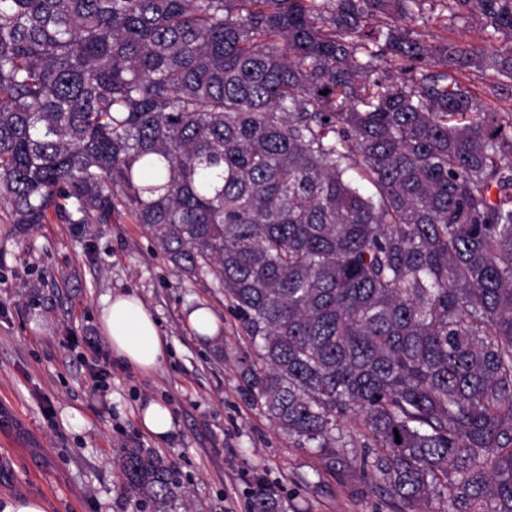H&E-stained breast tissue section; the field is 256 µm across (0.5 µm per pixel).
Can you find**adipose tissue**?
Segmentation results:
<instances>
[{"instance_id": "adipose-tissue-1", "label": "adipose tissue", "mask_w": 512, "mask_h": 512, "mask_svg": "<svg viewBox=\"0 0 512 512\" xmlns=\"http://www.w3.org/2000/svg\"><path fill=\"white\" fill-rule=\"evenodd\" d=\"M100 324L113 356L123 364L148 374L166 362L167 339L136 295L106 297L100 311Z\"/></svg>"}]
</instances>
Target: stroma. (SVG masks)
I'll use <instances>...</instances> for the list:
<instances>
[{"label":"stroma","instance_id":"1","mask_svg":"<svg viewBox=\"0 0 512 512\" xmlns=\"http://www.w3.org/2000/svg\"><path fill=\"white\" fill-rule=\"evenodd\" d=\"M139 296L171 356L142 376L114 360L99 323L103 298ZM207 309L213 335L189 321ZM259 359L211 277L176 271L124 208L112 221L17 224L0 204V497L39 496L50 512H134L119 452L135 445L177 471L174 512H248L258 482L292 512H396L355 459L365 428H340L348 464L280 431L243 372ZM151 400L170 408L160 441L141 429Z\"/></svg>","mask_w":512,"mask_h":512}]
</instances>
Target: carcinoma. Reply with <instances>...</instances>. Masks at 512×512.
Wrapping results in <instances>:
<instances>
[{
    "instance_id": "cac0c4a2",
    "label": "carcinoma",
    "mask_w": 512,
    "mask_h": 512,
    "mask_svg": "<svg viewBox=\"0 0 512 512\" xmlns=\"http://www.w3.org/2000/svg\"><path fill=\"white\" fill-rule=\"evenodd\" d=\"M475 72L512 98V0H0V202L127 208L223 289L283 432L334 462L357 416L399 512H512V112ZM120 477L179 497L140 448ZM423 34L429 37L447 38L448 41L477 42L478 31L474 26H462V24H449L448 29L444 28V20L436 19V15L429 19L425 26H419Z\"/></svg>"
}]
</instances>
